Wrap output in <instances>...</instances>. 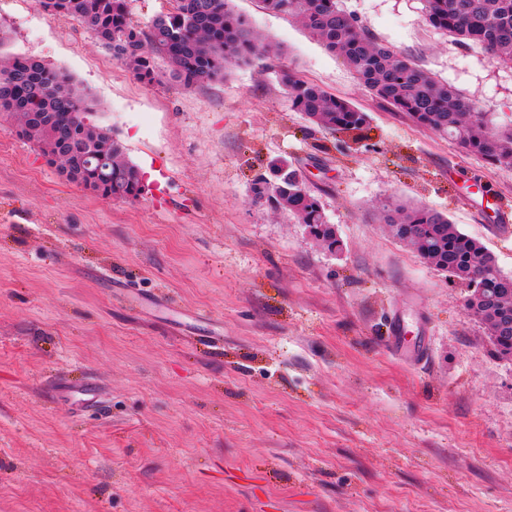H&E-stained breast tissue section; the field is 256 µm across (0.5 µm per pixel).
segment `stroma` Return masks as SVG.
<instances>
[{
  "instance_id": "stroma-1",
  "label": "stroma",
  "mask_w": 512,
  "mask_h": 512,
  "mask_svg": "<svg viewBox=\"0 0 512 512\" xmlns=\"http://www.w3.org/2000/svg\"><path fill=\"white\" fill-rule=\"evenodd\" d=\"M341 6L512 127V64L428 26L421 0ZM230 7L368 112L365 139L295 111L266 58L146 85L104 69L78 21L0 0L1 48L70 74L145 184L100 198L0 124V512H512V357L381 220L388 203L441 211L512 274V235L492 227L512 169L373 98L291 16ZM277 160L341 250L252 203ZM80 379L100 407L55 395Z\"/></svg>"
}]
</instances>
